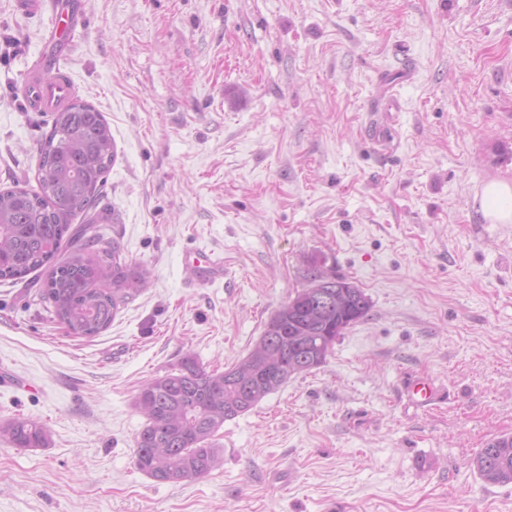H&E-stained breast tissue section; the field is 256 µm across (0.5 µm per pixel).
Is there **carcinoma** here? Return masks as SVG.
<instances>
[{
    "instance_id": "1",
    "label": "carcinoma",
    "mask_w": 512,
    "mask_h": 512,
    "mask_svg": "<svg viewBox=\"0 0 512 512\" xmlns=\"http://www.w3.org/2000/svg\"><path fill=\"white\" fill-rule=\"evenodd\" d=\"M114 158L110 125L74 94L52 113L51 129L39 142L37 187L16 182L0 190V281L22 282L45 270L39 295L76 336L107 329L118 306L147 280L145 269L121 258L117 242L99 248L96 208ZM79 215L85 221L71 224ZM307 281L275 310L234 366L209 370L186 355L140 386L134 406L146 425L135 439L134 458L141 472L161 483L208 476L224 421L322 365L343 332L368 314L369 298L347 279L314 266ZM0 439L19 449L46 448L50 433L17 414L0 423ZM471 466L487 483L512 484V435L487 442Z\"/></svg>"
}]
</instances>
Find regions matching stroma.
Listing matches in <instances>:
<instances>
[{"label": "stroma", "instance_id": "stroma-1", "mask_svg": "<svg viewBox=\"0 0 512 512\" xmlns=\"http://www.w3.org/2000/svg\"><path fill=\"white\" fill-rule=\"evenodd\" d=\"M60 57L112 129L106 238L149 272L98 336L35 283L0 282V512H512L470 462L512 434V224L481 192L512 180V0H80ZM46 18L0 0V188L36 183L51 117L18 88ZM388 128V150L370 135ZM224 259L191 280L184 257ZM318 265L368 315L325 363L225 421L208 476L138 470L143 381L184 355L247 356ZM435 380L411 403L407 382ZM406 391L417 404L423 406L431 404L438 393L435 384L424 376L415 377L407 385ZM0 439L14 448H45L49 446L47 427L23 414H17L0 423Z\"/></svg>", "mask_w": 512, "mask_h": 512}]
</instances>
